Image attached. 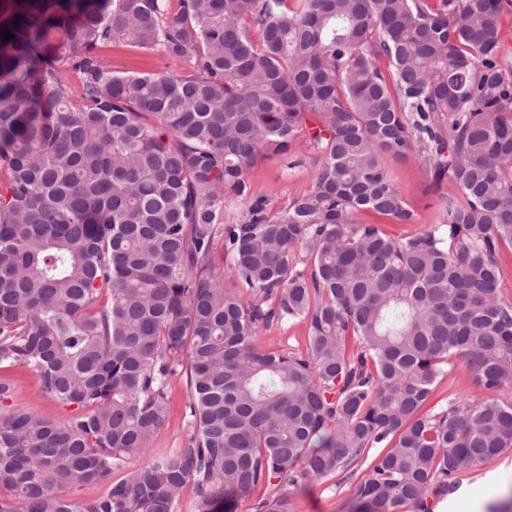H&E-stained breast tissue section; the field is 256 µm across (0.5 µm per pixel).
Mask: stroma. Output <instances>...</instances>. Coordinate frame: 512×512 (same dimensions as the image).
I'll use <instances>...</instances> for the list:
<instances>
[{
  "label": "stroma",
  "instance_id": "1",
  "mask_svg": "<svg viewBox=\"0 0 512 512\" xmlns=\"http://www.w3.org/2000/svg\"><path fill=\"white\" fill-rule=\"evenodd\" d=\"M103 60L114 70L123 73H147L163 68L165 60L158 52H142L122 43H114L102 51ZM298 164H291L289 158L275 156L257 161L247 172L251 186L249 197H228L225 202L224 220L231 223L253 201L261 200L269 212H277L307 191L311 186V174L316 154L311 146L298 149ZM389 177L394 186L403 194L413 219L400 223L374 213L363 214L365 222L381 225L383 230L395 237H404L421 232L439 219L437 194L428 187L424 171L411 160H390L386 163ZM308 340L306 323L298 321L276 322L261 330L256 344L260 350L305 351ZM0 377L10 381L12 396L8 408L33 410L46 418L63 421L70 409L46 394L37 374L24 368H13L0 372ZM497 396L512 402V378L507 379L497 393H489L477 385L462 361H453L437 383L430 398L431 404L443 405L451 399H464L473 403L489 396ZM169 413L163 427L149 445L150 454H177L187 447L193 435L188 406L192 400L185 376H174L168 388ZM378 449H370L349 473L339 474L326 481L310 480L292 494V512H348L355 485L370 471L372 461L378 456Z\"/></svg>",
  "mask_w": 512,
  "mask_h": 512
}]
</instances>
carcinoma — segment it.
I'll return each instance as SVG.
<instances>
[{
  "label": "carcinoma",
  "instance_id": "1",
  "mask_svg": "<svg viewBox=\"0 0 512 512\" xmlns=\"http://www.w3.org/2000/svg\"><path fill=\"white\" fill-rule=\"evenodd\" d=\"M502 0H0V371L35 372L65 422L3 409L0 512H197L268 490L256 512L382 448L350 512H431L459 473L512 450V402L425 409L460 359L512 375V59ZM158 51L116 72L99 50ZM388 61L389 76L375 66ZM193 71L178 70L181 61ZM82 81L80 101L60 70ZM309 136V190L274 215L247 168ZM445 179L439 223L409 237L358 220L411 213L384 159ZM224 241L232 287L216 272ZM247 291L250 300L242 299ZM303 320L304 353L263 352ZM186 375L194 436L143 454ZM307 340L306 322H274L269 328L261 330L256 344L261 351L266 352H304Z\"/></svg>",
  "mask_w": 512,
  "mask_h": 512
}]
</instances>
